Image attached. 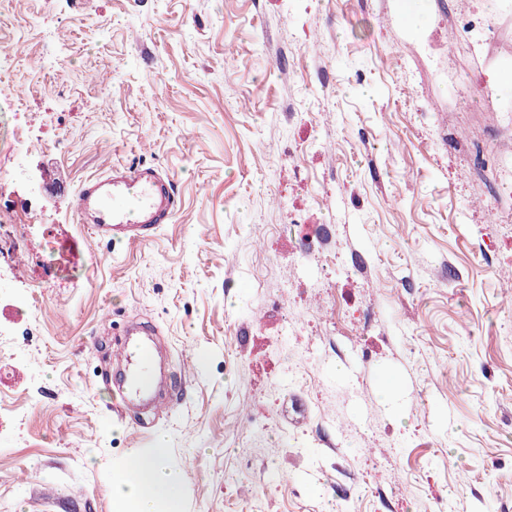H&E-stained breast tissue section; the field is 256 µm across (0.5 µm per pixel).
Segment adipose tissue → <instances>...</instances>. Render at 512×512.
<instances>
[{
	"label": "adipose tissue",
	"instance_id": "adipose-tissue-1",
	"mask_svg": "<svg viewBox=\"0 0 512 512\" xmlns=\"http://www.w3.org/2000/svg\"><path fill=\"white\" fill-rule=\"evenodd\" d=\"M166 450V437H158L153 452L130 458L114 472L118 512H183L180 482L164 465Z\"/></svg>",
	"mask_w": 512,
	"mask_h": 512
}]
</instances>
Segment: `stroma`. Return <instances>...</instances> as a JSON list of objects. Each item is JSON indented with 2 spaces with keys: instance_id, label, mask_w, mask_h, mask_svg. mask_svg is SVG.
<instances>
[{
  "instance_id": "obj_1",
  "label": "stroma",
  "mask_w": 512,
  "mask_h": 512,
  "mask_svg": "<svg viewBox=\"0 0 512 512\" xmlns=\"http://www.w3.org/2000/svg\"><path fill=\"white\" fill-rule=\"evenodd\" d=\"M420 3L411 28L395 0H14L5 82L46 83L25 109L61 147L16 165L1 106L0 205L76 269L0 280V512H117L113 471L160 434L185 512H512V112L448 21L468 0ZM115 164L180 199L120 250L70 196ZM325 228L335 298L283 319ZM132 316L173 382L149 439L101 377Z\"/></svg>"
}]
</instances>
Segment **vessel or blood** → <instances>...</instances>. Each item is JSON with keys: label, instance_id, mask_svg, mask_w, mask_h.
Listing matches in <instances>:
<instances>
[{"label": "vessel or blood", "instance_id": "b4317fda", "mask_svg": "<svg viewBox=\"0 0 512 512\" xmlns=\"http://www.w3.org/2000/svg\"><path fill=\"white\" fill-rule=\"evenodd\" d=\"M74 197L76 212L94 238L115 247L149 239L178 209L174 180L146 165L113 167L84 182ZM156 348L154 329L137 322L125 326L114 361L120 377L113 404L117 415L137 408H160L161 397L171 391V383L151 368Z\"/></svg>", "mask_w": 512, "mask_h": 512}]
</instances>
